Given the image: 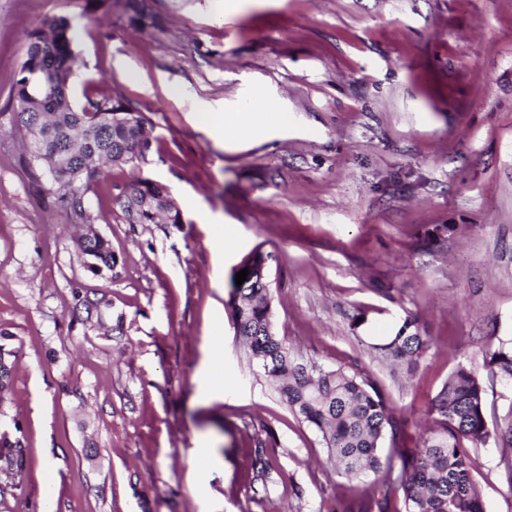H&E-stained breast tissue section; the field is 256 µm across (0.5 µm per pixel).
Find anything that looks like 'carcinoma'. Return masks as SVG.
<instances>
[{
	"mask_svg": "<svg viewBox=\"0 0 512 512\" xmlns=\"http://www.w3.org/2000/svg\"><path fill=\"white\" fill-rule=\"evenodd\" d=\"M76 34L61 17L49 31H35L13 86L14 121L27 141L30 164L55 186L58 201L79 220H86L83 195L76 184L90 187L98 166L132 163L150 148L147 118L129 114L120 98L90 100L77 109L68 84L79 68ZM129 224L183 223L166 185L142 179L125 185L113 198ZM81 252L92 270L112 268L108 242L87 237ZM266 277L255 275L232 284L233 321L238 336L265 375L276 384L288 406L320 436L336 469L347 476L386 469L378 492L359 512H485L471 474V451L490 436L484 413V388L467 366L458 365L431 401L432 425L420 444L404 445L403 423L380 389L362 371L307 364L284 340L266 335L271 292ZM420 321L406 317L394 335L374 346L385 358L411 373L429 349ZM492 374L512 379V337L498 340L486 359ZM391 448L383 453V442ZM24 446L20 439L0 437V469L20 472ZM401 502L403 510L395 507Z\"/></svg>",
	"mask_w": 512,
	"mask_h": 512,
	"instance_id": "cac0c4a2",
	"label": "carcinoma"
}]
</instances>
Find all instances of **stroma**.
Instances as JSON below:
<instances>
[{"label": "stroma", "instance_id": "stroma-1", "mask_svg": "<svg viewBox=\"0 0 512 512\" xmlns=\"http://www.w3.org/2000/svg\"><path fill=\"white\" fill-rule=\"evenodd\" d=\"M0 0V332L16 365L0 434L24 464L0 512H354L379 475L337 472L239 342L235 269L268 257L276 331L299 358L363 370L407 446L451 371L480 378L489 426L512 383V0ZM77 33L76 106L119 97L153 134L102 167L73 222L13 126L30 34ZM263 87L288 124L226 144L195 115ZM149 178L183 221L129 224L112 198ZM231 225L221 250L207 224ZM117 263L95 274L86 228ZM431 346L406 376L375 351L407 316ZM362 325H355V317ZM224 393L202 396L206 355ZM216 459L202 491L190 469ZM512 450L471 454L485 512H512ZM486 364L493 375L500 374L503 378L512 379V337L498 339L494 349L488 353Z\"/></svg>", "mask_w": 512, "mask_h": 512}]
</instances>
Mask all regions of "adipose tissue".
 Masks as SVG:
<instances>
[{"mask_svg":"<svg viewBox=\"0 0 512 512\" xmlns=\"http://www.w3.org/2000/svg\"><path fill=\"white\" fill-rule=\"evenodd\" d=\"M197 121L215 136L224 139L231 135L248 137L262 128L287 125L288 116L280 112L273 99L259 91L249 102L236 109L198 113Z\"/></svg>","mask_w":512,"mask_h":512,"instance_id":"adipose-tissue-1","label":"adipose tissue"}]
</instances>
